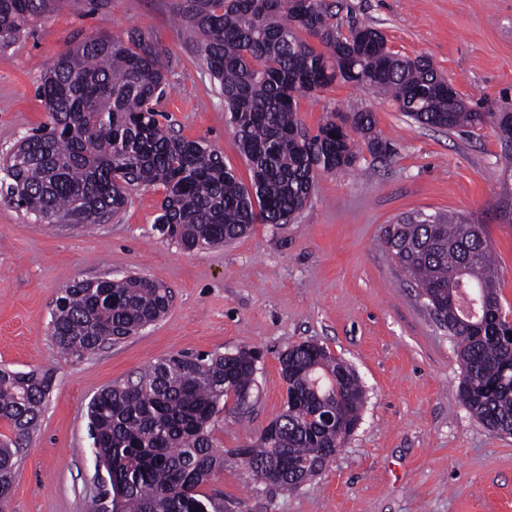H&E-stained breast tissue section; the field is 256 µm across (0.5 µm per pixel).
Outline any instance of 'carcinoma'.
Wrapping results in <instances>:
<instances>
[{"mask_svg": "<svg viewBox=\"0 0 512 512\" xmlns=\"http://www.w3.org/2000/svg\"><path fill=\"white\" fill-rule=\"evenodd\" d=\"M66 0H0V49ZM179 16L202 37L200 49L250 185L201 141L168 136L157 104L165 94L168 53L138 32L128 41L92 35L59 55L39 93L50 125L26 136L3 163L16 205L44 224H85L118 215L131 190L161 186L160 231L193 251L241 237L257 221L288 224L309 200L317 175L352 165L351 131L371 133L370 111L328 119L314 135L297 118V99L338 81L390 93L399 109L433 128L487 121L512 135V112H474L429 59L391 52L378 30L343 34L322 0H184ZM317 39L316 51L299 36ZM385 236L388 252L455 327L462 370L457 395L487 428L512 434V321L498 293L486 225L458 215L403 219ZM164 286L137 275L73 282L61 290L51 337L60 353L82 358L118 343L165 314ZM258 352L173 355L134 380L101 390L89 403L93 452L112 468L111 512H231L207 483L231 459L254 479L289 489L288 460L304 462V482L324 448H341L356 429L365 394L354 369L305 341L279 354L286 382L283 413L248 448L216 453L211 426L223 411L247 407ZM48 372L0 368V497L7 504L23 444L42 415ZM233 406H228V401Z\"/></svg>", "mask_w": 512, "mask_h": 512, "instance_id": "1", "label": "carcinoma"}]
</instances>
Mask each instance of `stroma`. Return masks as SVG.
I'll return each instance as SVG.
<instances>
[{
    "instance_id": "obj_1",
    "label": "stroma",
    "mask_w": 512,
    "mask_h": 512,
    "mask_svg": "<svg viewBox=\"0 0 512 512\" xmlns=\"http://www.w3.org/2000/svg\"><path fill=\"white\" fill-rule=\"evenodd\" d=\"M182 0H69L0 51V157L46 125L38 88L76 36L133 31L167 50L162 129L202 140L241 179L224 98L178 23ZM341 30L381 31L391 52L429 58L467 106L512 112V0H324ZM309 131L370 111L388 150L355 135L350 168L318 176L287 224L252 225L232 242L187 251L156 224L163 187L138 188L101 224H44L0 187V366L52 373L39 425L27 441L8 512H85L101 486L88 404L103 388L170 355L258 351L243 423L217 420L216 448L255 441L285 408L278 354L311 340L355 370L365 390L360 423L322 473L294 490L255 482L229 465L203 485L234 512H512V435L485 428L457 397L455 341L434 323L393 261L384 231L419 213H458L488 227L504 310L512 311V200L496 127L419 125L383 91L336 83L297 101ZM141 275L168 288L169 311L123 342L85 358L51 338L61 289L72 281Z\"/></svg>"
}]
</instances>
